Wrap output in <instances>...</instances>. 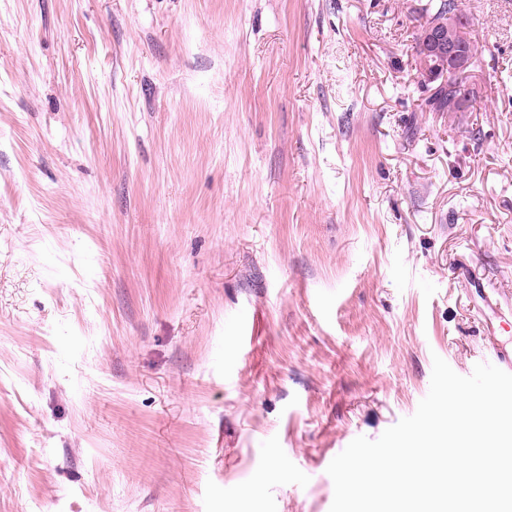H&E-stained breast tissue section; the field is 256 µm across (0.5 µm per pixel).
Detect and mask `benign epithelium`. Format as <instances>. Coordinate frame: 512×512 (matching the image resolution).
Instances as JSON below:
<instances>
[{"label": "benign epithelium", "instance_id": "benign-epithelium-1", "mask_svg": "<svg viewBox=\"0 0 512 512\" xmlns=\"http://www.w3.org/2000/svg\"><path fill=\"white\" fill-rule=\"evenodd\" d=\"M469 22L448 13V25L431 24L417 34L420 43L419 74L424 84L445 81L448 74L469 70L474 60L464 53Z\"/></svg>", "mask_w": 512, "mask_h": 512}]
</instances>
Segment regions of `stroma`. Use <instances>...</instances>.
Returning a JSON list of instances; mask_svg holds the SVG:
<instances>
[{
  "mask_svg": "<svg viewBox=\"0 0 512 512\" xmlns=\"http://www.w3.org/2000/svg\"><path fill=\"white\" fill-rule=\"evenodd\" d=\"M0 0V512H330L512 321V0ZM460 5L457 0H429L421 9L423 21L419 23L420 30L418 29L415 46L418 55L420 43V81L424 84L442 82L434 86L435 91L426 100V105L432 112H469L473 108L472 92L466 88L463 80L466 73H452L469 70L474 64L473 58L476 59L479 53V47L470 37V32L464 51L473 58L463 51L466 32L470 25L464 18L469 16ZM443 12H449L448 18H444ZM451 12H456L462 17H457ZM433 15L437 20H448V26H427Z\"/></svg>",
  "mask_w": 512,
  "mask_h": 512,
  "instance_id": "35a3bbf8",
  "label": "stroma"
}]
</instances>
